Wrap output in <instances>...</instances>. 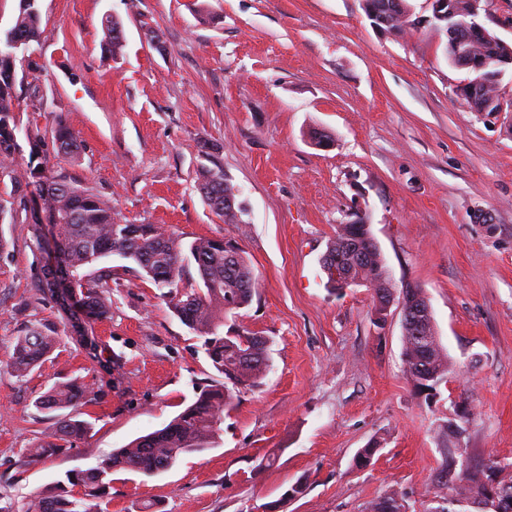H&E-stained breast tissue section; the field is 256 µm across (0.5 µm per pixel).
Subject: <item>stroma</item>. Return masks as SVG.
I'll list each match as a JSON object with an SVG mask.
<instances>
[{
  "label": "stroma",
  "mask_w": 512,
  "mask_h": 512,
  "mask_svg": "<svg viewBox=\"0 0 512 512\" xmlns=\"http://www.w3.org/2000/svg\"><path fill=\"white\" fill-rule=\"evenodd\" d=\"M410 5L391 30L364 0H39L45 34L15 62L16 170L62 167L123 219L235 245L258 288L224 326L270 341V368L225 411L217 447L153 477L113 473L108 512H369L389 494L429 512L443 444L473 466L512 459V66L501 111H473L472 72L449 63L427 0ZM109 16L123 26L114 56L101 48ZM58 115L82 143L76 161L57 153ZM203 165L239 189L244 223L207 205ZM353 223L369 225L396 287L428 298L451 362L437 398L404 369L399 308L381 328L370 288L327 284L322 257ZM46 233L19 205L0 221L1 506L103 463L220 378L202 338L119 257L98 262L116 279L109 317L67 320L44 292ZM26 319L54 324L58 344L20 378L5 362ZM73 376L96 391L90 431L21 464L54 421L37 398ZM461 404L469 420L444 435Z\"/></svg>",
  "instance_id": "35a3bbf8"
}]
</instances>
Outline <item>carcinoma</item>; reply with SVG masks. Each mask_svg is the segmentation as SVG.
I'll return each instance as SVG.
<instances>
[{"label":"carcinoma","instance_id":"obj_1","mask_svg":"<svg viewBox=\"0 0 512 512\" xmlns=\"http://www.w3.org/2000/svg\"><path fill=\"white\" fill-rule=\"evenodd\" d=\"M367 13L387 18L389 28L404 26L401 17L408 14V0H365ZM446 33V55L455 66L460 65L454 49L457 37L465 40V61L477 76L502 72L512 64V45L487 28L462 32L448 28V21H434ZM103 48L116 55L123 47L122 24L108 17L103 22ZM45 29L38 0H20L14 23L0 32V47L17 42L26 49L41 39ZM16 58L0 50V169L11 173L12 193L26 197L29 179L12 168L15 140L21 130L20 102L15 86ZM494 88L469 84L464 95L475 112L484 109ZM51 135L67 159L78 158L81 144L62 117H57ZM199 190L215 211L224 210V192L232 185L222 170L203 166L196 174ZM40 210L56 225L55 250L58 263L68 277V287L88 317L103 319L112 308V268H93L102 257L117 255L135 263L161 290L178 318L198 336L213 367L224 376V382L200 389L195 400L163 428L140 436L116 450L105 463L67 476L31 492L17 507H0V512H106V489L112 473L126 471L151 477L171 468L186 453L213 448L220 436L224 409L232 404L234 390L257 387L269 368L267 346L252 333H220L224 314L248 306L257 288L250 261L243 253L231 263L224 262V248L212 238L199 237L189 246L159 224H137L118 218L112 200L83 186L67 175L44 179L37 188ZM360 250L367 252L359 269L365 277L377 282H391L385 274L382 255L368 251L364 236L370 225H361ZM197 265L199 280L188 272L189 261ZM57 343L54 325L26 320L21 323L8 364L23 376L41 366ZM403 356L406 372L413 375L427 367L433 389L448 381L450 362L444 350L435 346L429 354L421 351L414 330L405 329ZM94 396L93 387L76 379L59 382L41 396L40 408L60 411V419L46 429L30 447L24 449L25 462H38L59 454L72 440L84 435L88 423L80 419L81 407ZM463 448H446L437 475V486L445 490L443 500L459 503V512H470L483 489L485 471L499 473L512 469L496 454H490L479 465L453 471L451 460L461 457ZM372 512H404V505L394 495L381 498Z\"/></svg>","mask_w":512,"mask_h":512}]
</instances>
